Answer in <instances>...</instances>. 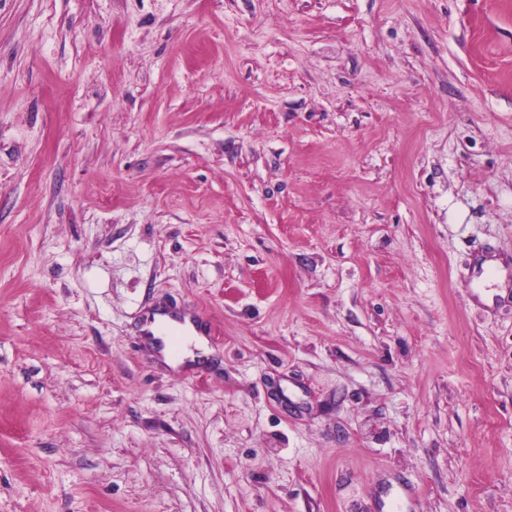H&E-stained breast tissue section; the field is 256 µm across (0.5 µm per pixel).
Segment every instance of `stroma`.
Listing matches in <instances>:
<instances>
[{
	"instance_id": "35a3bbf8",
	"label": "stroma",
	"mask_w": 512,
	"mask_h": 512,
	"mask_svg": "<svg viewBox=\"0 0 512 512\" xmlns=\"http://www.w3.org/2000/svg\"><path fill=\"white\" fill-rule=\"evenodd\" d=\"M486 256L512 0H0V512H512ZM171 327L178 328L187 333L189 338L193 340L198 348H204L206 341L203 336L198 335L191 324L186 321L184 324L179 323L175 319L171 318L169 315H156L155 322L148 326L154 334H160V329L163 327Z\"/></svg>"
}]
</instances>
